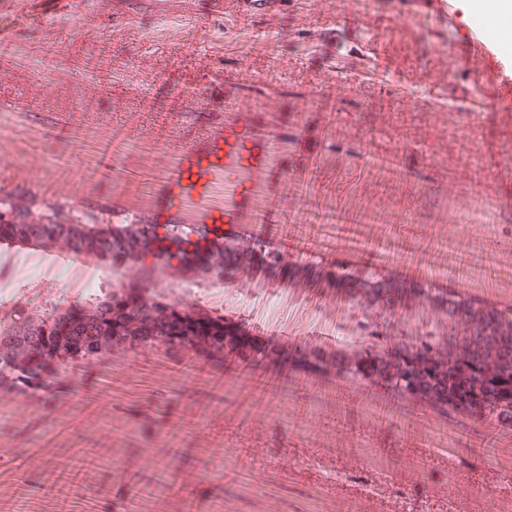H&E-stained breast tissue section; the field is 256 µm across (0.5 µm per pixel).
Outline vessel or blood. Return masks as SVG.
I'll use <instances>...</instances> for the list:
<instances>
[{
	"label": "vessel or blood",
	"mask_w": 512,
	"mask_h": 512,
	"mask_svg": "<svg viewBox=\"0 0 512 512\" xmlns=\"http://www.w3.org/2000/svg\"><path fill=\"white\" fill-rule=\"evenodd\" d=\"M504 21L498 12L479 14L472 33L486 62L511 89L512 43L485 35ZM224 100L223 123L207 131L197 144L180 149L176 166L142 209V220L149 224L201 225L205 249L223 241L227 233L274 222L269 195L288 173L280 158L288 145L287 132L273 140L262 136L241 111L229 79L224 82Z\"/></svg>",
	"instance_id": "1"
}]
</instances>
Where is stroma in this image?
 <instances>
[{
	"label": "stroma",
	"mask_w": 512,
	"mask_h": 512,
	"mask_svg": "<svg viewBox=\"0 0 512 512\" xmlns=\"http://www.w3.org/2000/svg\"><path fill=\"white\" fill-rule=\"evenodd\" d=\"M169 2L161 16L152 0L78 13L44 0L15 29L0 100L24 93L31 109L0 110V190L103 222L113 190L135 208L223 121L224 71L246 111L305 131L288 148L289 210L338 207L359 241L324 227L320 257L257 264L230 288L176 260L128 262L125 287L161 279L179 309L287 346V396L268 405L216 360L162 343L61 363L45 390L0 386V512H512V423L414 397L391 416L386 392L343 372L389 319L384 346L430 338L447 355L448 316L415 296L381 311L365 287L355 305L342 275L512 310V171L499 163L512 100L469 37L486 0H456L450 23L420 0H282L271 16ZM369 151L384 170L364 171ZM393 239L415 253L365 268L363 249ZM103 268L63 240L0 245V319L39 320L104 285Z\"/></svg>",
	"instance_id": "stroma-1"
}]
</instances>
